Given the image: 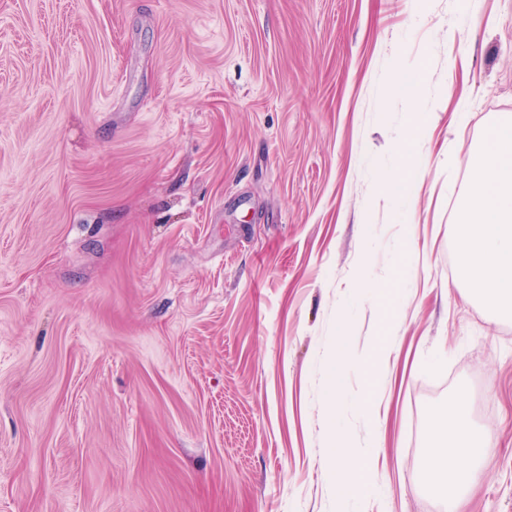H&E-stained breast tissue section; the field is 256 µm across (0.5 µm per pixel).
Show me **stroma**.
<instances>
[{
	"label": "stroma",
	"instance_id": "1",
	"mask_svg": "<svg viewBox=\"0 0 512 512\" xmlns=\"http://www.w3.org/2000/svg\"><path fill=\"white\" fill-rule=\"evenodd\" d=\"M506 115L512 0H0V512H336L341 318L345 512H446L420 460L459 398L495 442L459 512H512V320L454 231ZM402 156L404 159L403 174L399 176H394L389 179L387 177H382V188L387 192H401L405 184L406 173L411 171H418L419 168L421 167V163L417 161V157L414 150L406 148L404 149ZM336 336H339L336 360L328 376L325 391L326 438L329 448L326 459V478L336 489V502L341 504L361 490L363 469L360 464L369 459L371 453L367 449L357 447L345 432L336 427V411L338 409L336 372L345 361L343 349L349 339L346 325L341 321L338 322Z\"/></svg>",
	"mask_w": 512,
	"mask_h": 512
}]
</instances>
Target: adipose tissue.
<instances>
[{
	"label": "adipose tissue",
	"mask_w": 512,
	"mask_h": 512,
	"mask_svg": "<svg viewBox=\"0 0 512 512\" xmlns=\"http://www.w3.org/2000/svg\"><path fill=\"white\" fill-rule=\"evenodd\" d=\"M460 282L470 295L512 318V119L493 124L469 167L467 188L455 215ZM337 376L329 374L325 391L328 456L326 478L337 501L356 495L363 485L361 464L369 450L357 447L336 426ZM430 436L440 446L428 449L421 462L424 477L461 497L493 450L486 433L475 430L466 400H457L445 417L435 420Z\"/></svg>",
	"instance_id": "adipose-tissue-1"
}]
</instances>
